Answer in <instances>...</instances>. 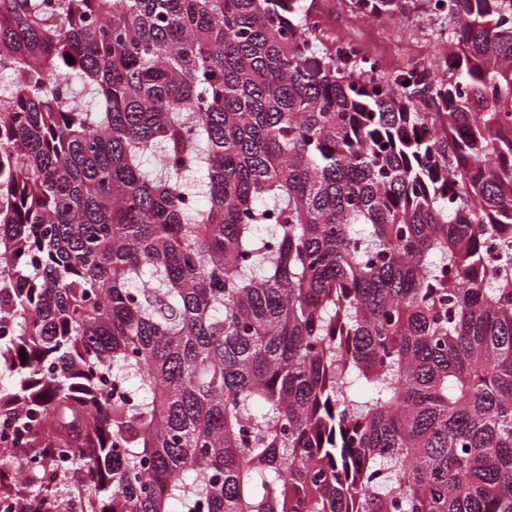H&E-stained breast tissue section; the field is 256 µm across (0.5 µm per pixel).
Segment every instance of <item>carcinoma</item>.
<instances>
[{"label":"carcinoma","instance_id":"obj_1","mask_svg":"<svg viewBox=\"0 0 512 512\" xmlns=\"http://www.w3.org/2000/svg\"><path fill=\"white\" fill-rule=\"evenodd\" d=\"M318 2L0 0V416L82 512H512V0L390 72Z\"/></svg>","mask_w":512,"mask_h":512}]
</instances>
